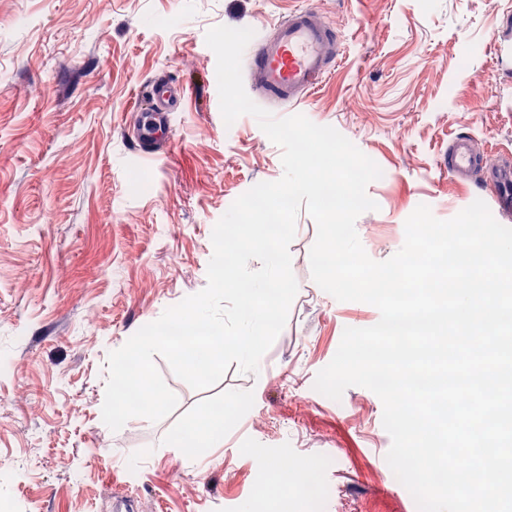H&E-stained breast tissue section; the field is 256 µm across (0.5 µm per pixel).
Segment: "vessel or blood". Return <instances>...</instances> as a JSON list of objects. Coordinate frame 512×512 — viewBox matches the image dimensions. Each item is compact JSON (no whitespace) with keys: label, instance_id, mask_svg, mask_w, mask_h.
<instances>
[{"label":"vessel or blood","instance_id":"obj_1","mask_svg":"<svg viewBox=\"0 0 512 512\" xmlns=\"http://www.w3.org/2000/svg\"><path fill=\"white\" fill-rule=\"evenodd\" d=\"M493 42L498 69L511 71L512 25L504 24ZM339 52V34L321 10L313 6L295 9L271 34L258 37L246 48L253 91L271 112L298 105L335 70ZM188 97L186 85L164 76L138 94L128 136L139 155L158 153L167 144L171 118L185 110ZM444 164L459 181L481 174L498 210L512 214L511 164L488 163L466 137L449 144Z\"/></svg>","mask_w":512,"mask_h":512}]
</instances>
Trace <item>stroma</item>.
Returning a JSON list of instances; mask_svg holds the SVG:
<instances>
[{"label":"stroma","mask_w":512,"mask_h":512,"mask_svg":"<svg viewBox=\"0 0 512 512\" xmlns=\"http://www.w3.org/2000/svg\"><path fill=\"white\" fill-rule=\"evenodd\" d=\"M341 34V62L287 108L349 139L382 170L355 228L368 256L403 246L418 205L441 220L485 192L444 167L448 142L512 158V73L492 39L512 0H0V512H417L386 461L391 437L372 391L335 401L314 388L345 328L380 319L311 275L317 227L299 212L290 244L298 292L258 373L237 364L195 390L154 363L176 409L119 431L102 420L107 358L207 285L215 224L282 150L250 115L225 125L215 26L271 32L299 6ZM192 91L171 145L139 162L124 136L136 91L158 72ZM223 409L224 445L187 455L193 427ZM313 471L309 500L269 464Z\"/></svg>","instance_id":"obj_1"}]
</instances>
